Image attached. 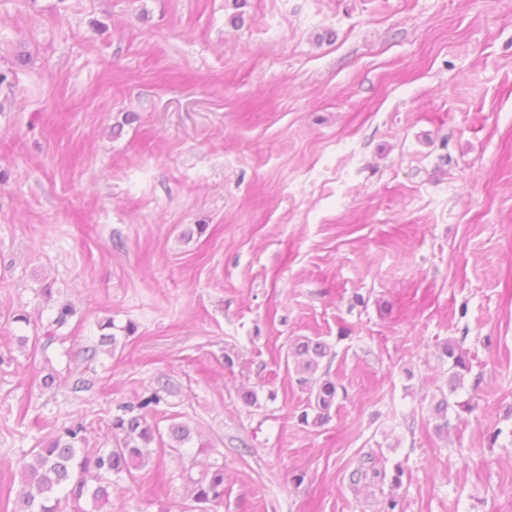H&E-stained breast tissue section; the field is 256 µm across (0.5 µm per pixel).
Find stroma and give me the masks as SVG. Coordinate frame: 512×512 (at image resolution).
<instances>
[{
    "instance_id": "obj_1",
    "label": "stroma",
    "mask_w": 512,
    "mask_h": 512,
    "mask_svg": "<svg viewBox=\"0 0 512 512\" xmlns=\"http://www.w3.org/2000/svg\"><path fill=\"white\" fill-rule=\"evenodd\" d=\"M21 43L0 503L39 439L83 421L111 447L160 387L154 422L191 439L117 479L112 512H185L214 466L211 512H512V0H0L1 68ZM300 336L330 348L321 426ZM449 340L471 371L440 436ZM368 455L400 485L351 484ZM290 350L295 370L302 375L299 380L303 384L312 380L322 360L329 355V349L324 342L307 336L297 337L293 340ZM311 382L314 383L316 392L314 398H312L313 392H311L300 420L308 424L311 416L313 425H322L331 417V410L337 398V385L328 377L325 379L314 378ZM224 496V469L216 466L200 479L194 481L193 502L190 512H208L206 505Z\"/></svg>"
}]
</instances>
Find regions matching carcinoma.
<instances>
[{
    "label": "carcinoma",
    "mask_w": 512,
    "mask_h": 512,
    "mask_svg": "<svg viewBox=\"0 0 512 512\" xmlns=\"http://www.w3.org/2000/svg\"><path fill=\"white\" fill-rule=\"evenodd\" d=\"M290 350L295 370L301 374L300 382H312L316 387L300 420L322 425L330 419L337 398L335 381L328 377L315 378L329 349L320 340L302 336L293 340ZM441 353L451 363L446 382L448 393L441 394L434 406L435 430L442 435L448 433L449 397L464 388L471 365L467 353L456 341L443 343ZM160 401L155 392L141 400L138 409L129 407L113 417L116 442L107 451L87 447V426L82 422L64 426L42 439L30 451L29 458L17 463L21 489L12 512H105V507L112 506L115 491L112 476H133V471L149 459L156 443L177 451L191 440L190 430L176 422L170 424L167 434L160 432L151 415ZM369 476L379 483L386 479V471L378 469L371 456L362 459L351 472L350 481L357 484ZM223 496L224 467L216 466L194 481V506L190 512H207L206 505Z\"/></svg>",
    "instance_id": "cac0c4a2"
}]
</instances>
